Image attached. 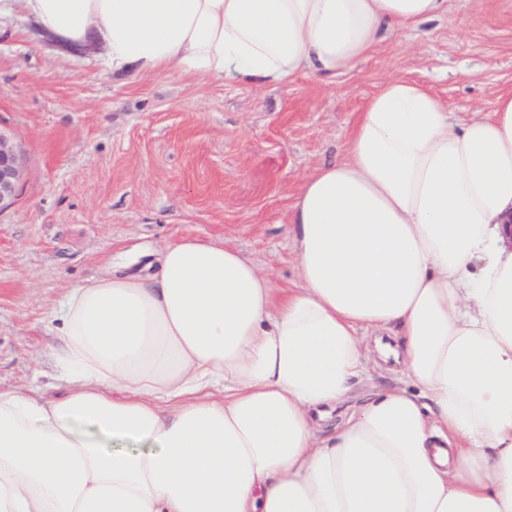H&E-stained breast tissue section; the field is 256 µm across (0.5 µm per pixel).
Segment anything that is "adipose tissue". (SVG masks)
<instances>
[{"label": "adipose tissue", "instance_id": "ef3b65f1", "mask_svg": "<svg viewBox=\"0 0 512 512\" xmlns=\"http://www.w3.org/2000/svg\"><path fill=\"white\" fill-rule=\"evenodd\" d=\"M105 70L333 78L448 0H0ZM512 93L386 80L292 207L298 283L185 237L52 309L59 396L0 389V512H512ZM396 337L408 385L318 421Z\"/></svg>", "mask_w": 512, "mask_h": 512}]
</instances>
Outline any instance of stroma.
<instances>
[{"label": "stroma", "instance_id": "obj_1", "mask_svg": "<svg viewBox=\"0 0 512 512\" xmlns=\"http://www.w3.org/2000/svg\"><path fill=\"white\" fill-rule=\"evenodd\" d=\"M392 77L426 83L454 120L512 92V12L448 0V15L392 28L329 82L255 87L104 70L23 12L0 17V132L24 166L0 211V387L58 395L49 311L110 265L154 275L161 249L199 236L240 250L276 287L298 282L288 233L303 177L347 156L350 130Z\"/></svg>", "mask_w": 512, "mask_h": 512}]
</instances>
